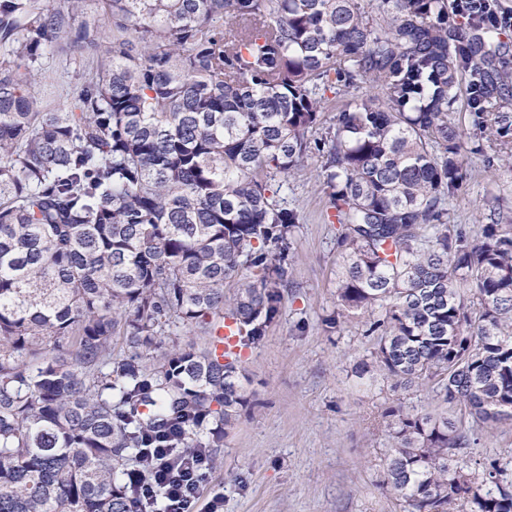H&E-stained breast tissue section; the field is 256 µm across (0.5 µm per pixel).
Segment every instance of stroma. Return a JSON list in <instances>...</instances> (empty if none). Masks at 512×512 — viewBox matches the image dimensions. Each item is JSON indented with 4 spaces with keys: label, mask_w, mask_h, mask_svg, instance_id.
Wrapping results in <instances>:
<instances>
[{
    "label": "stroma",
    "mask_w": 512,
    "mask_h": 512,
    "mask_svg": "<svg viewBox=\"0 0 512 512\" xmlns=\"http://www.w3.org/2000/svg\"><path fill=\"white\" fill-rule=\"evenodd\" d=\"M86 66L80 54L55 51L32 86L48 104H65ZM320 168L311 155L287 179L286 200L300 217L290 283L277 321L241 359L251 406L226 430L223 465L208 470L198 507L220 495L223 512H406L402 495L385 486L391 440L377 417L392 405L411 414L445 408L430 387L395 390L363 371L373 343L364 319L327 325L337 310L336 227ZM490 214L512 224V161L486 143L468 156L467 183L449 198L448 221L475 233ZM464 432L475 458L497 460L512 480V423Z\"/></svg>",
    "instance_id": "obj_1"
}]
</instances>
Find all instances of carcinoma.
<instances>
[{
    "label": "carcinoma",
    "mask_w": 512,
    "mask_h": 512,
    "mask_svg": "<svg viewBox=\"0 0 512 512\" xmlns=\"http://www.w3.org/2000/svg\"><path fill=\"white\" fill-rule=\"evenodd\" d=\"M85 2L0 0V512H141L154 449L222 464L251 399L219 332L244 350L279 317L309 154L339 225L327 324L366 316L365 367L453 410L381 414L386 484L408 512H512L457 426L512 422V224L447 223L472 151L451 114L512 152L501 0H97L105 37ZM49 50L95 61L66 107L28 89ZM361 79L382 97L322 126Z\"/></svg>",
    "instance_id": "cac0c4a2"
}]
</instances>
